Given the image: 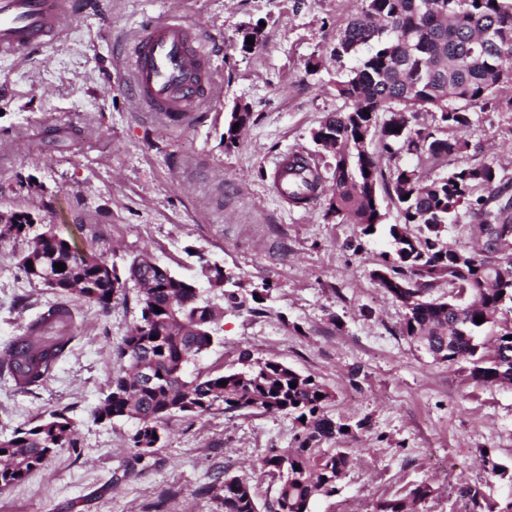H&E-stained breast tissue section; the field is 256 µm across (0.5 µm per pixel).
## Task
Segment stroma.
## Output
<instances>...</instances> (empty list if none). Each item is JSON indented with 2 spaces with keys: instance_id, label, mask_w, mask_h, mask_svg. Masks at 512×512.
<instances>
[{
  "instance_id": "stroma-1",
  "label": "stroma",
  "mask_w": 512,
  "mask_h": 512,
  "mask_svg": "<svg viewBox=\"0 0 512 512\" xmlns=\"http://www.w3.org/2000/svg\"><path fill=\"white\" fill-rule=\"evenodd\" d=\"M359 0H94L65 19L53 44L23 57L0 56V213L23 210L32 233L51 225L80 249L124 274L148 253L196 282L224 310L213 345L189 370L220 375L248 351L313 375L331 392L327 414L349 425L329 440L350 468L334 495L311 512H374L383 499L421 482L435 493L418 512H464L457 491L483 488L484 512L512 501V385L475 383L462 365L435 359L403 334L405 309L370 272L391 251L387 227L401 218L382 202L375 234L329 214V197L295 208L273 189L284 153L305 154L330 177L332 153L312 131L349 104L336 93L352 64L331 54ZM176 19L202 34L214 90L200 111L167 119L139 111L125 60L128 43L153 20ZM263 24L251 53L235 43ZM321 66L311 70L310 59ZM251 119L224 144L231 108ZM469 143L447 166L492 161L512 181V111L476 112ZM29 239H0V346L22 335L56 299L18 270ZM219 263L241 295L262 310L227 306L207 285L199 257ZM74 342L33 392L0 374V440L61 411L79 450L59 448L24 481L0 488V512H221L208 488L228 472L273 501L279 482L261 462L294 447L293 416L261 409L165 421V442L134 461V422H97L94 411L122 363L117 349L140 317L138 288L123 284L102 313L71 295Z\"/></svg>"
}]
</instances>
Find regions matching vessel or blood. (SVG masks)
Instances as JSON below:
<instances>
[{
	"label": "vessel or blood",
	"instance_id": "1",
	"mask_svg": "<svg viewBox=\"0 0 512 512\" xmlns=\"http://www.w3.org/2000/svg\"><path fill=\"white\" fill-rule=\"evenodd\" d=\"M65 0H0V54L14 55L60 36ZM126 62L138 107L166 116L195 111L213 82L202 43L176 20L149 22L135 37Z\"/></svg>",
	"mask_w": 512,
	"mask_h": 512
}]
</instances>
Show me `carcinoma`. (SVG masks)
Instances as JSON below:
<instances>
[{"label": "carcinoma", "mask_w": 512, "mask_h": 512, "mask_svg": "<svg viewBox=\"0 0 512 512\" xmlns=\"http://www.w3.org/2000/svg\"><path fill=\"white\" fill-rule=\"evenodd\" d=\"M485 31L489 37L479 48ZM364 46L368 50L361 56ZM332 54L354 57L356 64L336 84L352 109L328 115L313 131L315 138L336 132L329 211L369 235V228L382 224L379 191H384L401 222L389 225L393 252L370 276L404 305L403 333L439 360L468 363L477 382L511 383L512 319L505 312L512 313V185L486 162L432 177L419 165L396 164L385 171L381 161L403 154L445 161L468 150L467 141L448 131L467 127L471 113L512 110V98L498 97L499 69L512 66V0H361ZM421 111L434 114V126L417 123ZM250 118L249 111L230 113L227 146L238 139L233 125L242 128ZM360 136L375 140L376 150L355 149ZM289 173L299 177L302 189L289 193L288 203L304 207L315 201L318 166L305 157ZM463 215L477 224L484 242L468 251L470 261L461 272L455 266L459 249L445 241L443 231ZM30 227L24 212L0 215L1 239ZM57 263L66 269L58 271ZM103 265L95 253L79 251L51 227L35 235L20 269L29 281L54 289L57 300L30 323L27 335L14 337L0 352V374L18 389L40 387L70 352L73 314L66 296L75 292L103 312L111 310L121 280L102 272ZM128 279L140 286V318L118 348L126 368L112 377L94 420L136 421L131 441L133 458L140 461L159 446L163 424L174 413L201 414L217 403L227 411L285 412L299 422L298 446L272 448L262 460L280 482L268 512H310L315 497L336 493L349 458L321 442L349 432L325 413L328 389L312 375L248 351L240 355V370L189 375V363L211 347L215 307L193 283L152 265L146 253L132 258ZM441 283L448 284V298H427ZM157 307L162 312H155ZM477 316L484 321L476 323ZM142 363L153 372L150 383L138 380ZM292 382L297 386L290 387ZM57 448H78L74 425L61 412L1 439L0 486L21 481ZM220 491L223 512H259L252 488L239 477L224 473ZM433 492L431 484L421 483L405 496L378 502L375 512H416ZM458 494L465 512H481L479 489L461 487Z\"/></svg>", "instance_id": "cac0c4a2"}]
</instances>
